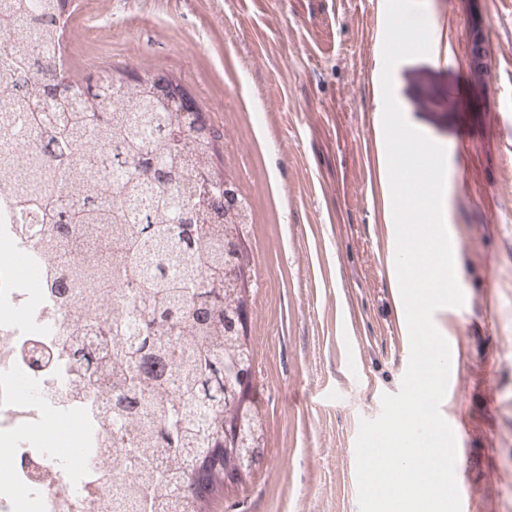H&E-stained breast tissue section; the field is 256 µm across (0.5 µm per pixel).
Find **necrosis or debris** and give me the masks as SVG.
<instances>
[{
  "instance_id": "necrosis-or-debris-1",
  "label": "necrosis or debris",
  "mask_w": 512,
  "mask_h": 512,
  "mask_svg": "<svg viewBox=\"0 0 512 512\" xmlns=\"http://www.w3.org/2000/svg\"><path fill=\"white\" fill-rule=\"evenodd\" d=\"M54 272L48 246L21 234L14 199L0 193V512H112L127 479L103 392L85 383L60 337L85 305L60 309L47 291Z\"/></svg>"
}]
</instances>
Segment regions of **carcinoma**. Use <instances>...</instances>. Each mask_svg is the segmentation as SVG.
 Listing matches in <instances>:
<instances>
[{
	"mask_svg": "<svg viewBox=\"0 0 512 512\" xmlns=\"http://www.w3.org/2000/svg\"><path fill=\"white\" fill-rule=\"evenodd\" d=\"M5 15L14 40L0 46V134L16 137L18 160L0 156V187L55 248L54 299L68 309L81 291L99 303L68 333L96 336L71 359L83 378L109 384L112 443L135 475L112 509L170 512L176 484L224 443L226 424L247 414L264 436L258 406L237 403L229 377L253 359L251 336L224 320L249 299L251 208L224 212L225 174L213 165L224 133L204 114L205 134L181 125L147 88L158 78L187 96L175 79L117 69L76 81L59 56L69 0H0ZM86 229L105 234L112 257L87 258ZM214 503L197 487L187 507L214 512Z\"/></svg>",
	"mask_w": 512,
	"mask_h": 512,
	"instance_id": "cac0c4a2",
	"label": "carcinoma"
}]
</instances>
